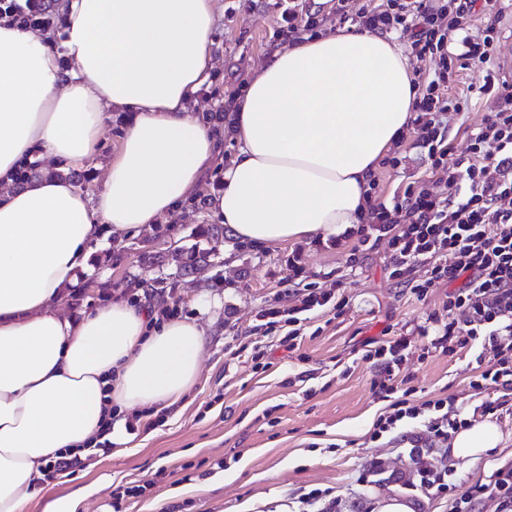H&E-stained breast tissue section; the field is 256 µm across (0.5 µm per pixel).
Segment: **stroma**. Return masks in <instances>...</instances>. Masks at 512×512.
<instances>
[{"label":"stroma","instance_id":"1","mask_svg":"<svg viewBox=\"0 0 512 512\" xmlns=\"http://www.w3.org/2000/svg\"><path fill=\"white\" fill-rule=\"evenodd\" d=\"M282 0H216L212 67L199 97L198 112L208 114L241 91L250 69L263 64L278 37ZM487 112L485 99L469 111L444 120L453 155L463 154L471 133ZM220 153L190 203L152 231L108 239L97 246L91 266L79 275L66 307L78 314L114 297L140 296L144 307L197 318L205 330V352L196 385L175 407L157 413L139 409L140 426L128 433L115 422L109 450H94L70 469V481L40 485L27 512H44L54 499L79 498L77 512H309L304 494L329 491L334 512H373L383 495L412 500L416 512H453L456 492L420 485L422 470L449 469L458 490L486 483L494 470L512 468V410L493 420L502 440L468 464L449 460L441 446L412 448L406 433L420 432L408 421L380 439L371 434L386 403L373 385L375 371L364 355L369 343L409 333L426 313L445 300L440 286L419 298L397 286L387 269V244L354 251L350 239L335 243L296 241L256 246L232 232L210 233L209 198L224 181V168L237 151L223 123L212 122ZM118 129L106 126L97 155L73 185L97 191L102 162L117 146ZM376 194L391 199L413 180H432L419 150L408 151L398 167L378 166ZM199 245L209 266L178 274L169 250ZM299 257L301 273L288 264ZM340 289L348 304L340 315L322 314L305 326L299 349L289 351L264 337L256 315L267 304L296 305L286 292L289 279ZM246 351L231 354L232 339ZM266 354L254 363L250 346ZM476 348L410 356L399 376L412 401L454 399L470 422L484 418L483 401L495 389L475 393L470 386ZM144 492L113 505L117 487Z\"/></svg>","mask_w":512,"mask_h":512}]
</instances>
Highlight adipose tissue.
Returning <instances> with one entry per match:
<instances>
[{
  "label": "adipose tissue",
  "mask_w": 512,
  "mask_h": 512,
  "mask_svg": "<svg viewBox=\"0 0 512 512\" xmlns=\"http://www.w3.org/2000/svg\"><path fill=\"white\" fill-rule=\"evenodd\" d=\"M215 0H62L59 48L0 19V512H26L57 453L84 452L110 410L169 407L194 387L197 320L151 322L115 298L86 313L64 292L106 236L138 234L195 193L220 143L191 104L211 67ZM405 48L359 27L290 40L227 99L238 151L210 216L272 246L328 240L359 224L382 156L408 131L416 97ZM121 119L100 190L22 162L80 169ZM502 439L484 420L450 439L474 460Z\"/></svg>",
  "instance_id": "adipose-tissue-1"
}]
</instances>
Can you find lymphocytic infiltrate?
Instances as JSON below:
<instances>
[{"instance_id":"lymphocytic-infiltrate-1","label":"lymphocytic infiltrate","mask_w":512,"mask_h":512,"mask_svg":"<svg viewBox=\"0 0 512 512\" xmlns=\"http://www.w3.org/2000/svg\"><path fill=\"white\" fill-rule=\"evenodd\" d=\"M475 0H385L381 8L361 11L359 26L383 33L412 31V52L420 61L439 57L433 76L415 81L417 96L412 124L415 147L424 149L433 173L445 182V193L433 191L423 181L409 182L391 202L368 198L357 228V241L388 244L389 276L397 284L423 297L431 288L451 284L440 308L428 315L421 331L435 348L448 344L491 345L492 365L483 369L471 386L512 391V83L493 68L499 31L487 26L482 35H464V25ZM55 0H0V17L19 27L46 28L52 23ZM487 67L475 95L440 97L437 89L451 82L469 63ZM486 99L490 110L470 140L467 153L449 160L450 144L442 117L464 112L472 97ZM346 304L343 295L305 285L298 305L284 309L268 305L258 318L267 332L286 325L279 343L287 350L303 336L301 314L336 313ZM391 395L377 421L373 438L395 429L398 423L416 420L427 437L448 441L467 419L453 400L439 399L416 405L397 397L395 385H381Z\"/></svg>"}]
</instances>
